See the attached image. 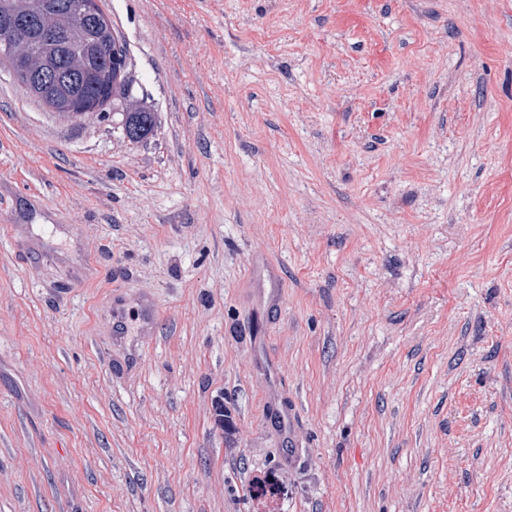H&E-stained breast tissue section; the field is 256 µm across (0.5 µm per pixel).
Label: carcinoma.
<instances>
[{
    "instance_id": "obj_1",
    "label": "carcinoma",
    "mask_w": 512,
    "mask_h": 512,
    "mask_svg": "<svg viewBox=\"0 0 512 512\" xmlns=\"http://www.w3.org/2000/svg\"><path fill=\"white\" fill-rule=\"evenodd\" d=\"M79 0H0V18L31 23L35 31L18 48L30 69L39 67L45 46L53 44L77 75L61 90L66 96L84 91L94 101L88 117L112 104V124L131 143L152 137L157 115L137 105L129 72L128 51L111 20L97 21L80 11Z\"/></svg>"
}]
</instances>
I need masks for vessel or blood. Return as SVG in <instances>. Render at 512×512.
I'll return each instance as SVG.
<instances>
[{"instance_id": "vessel-or-blood-1", "label": "vessel or blood", "mask_w": 512, "mask_h": 512, "mask_svg": "<svg viewBox=\"0 0 512 512\" xmlns=\"http://www.w3.org/2000/svg\"><path fill=\"white\" fill-rule=\"evenodd\" d=\"M112 334L114 342L126 349L129 361H138L139 347L152 341L157 334L158 306L152 295H141L136 308H129L127 299L120 293L112 295Z\"/></svg>"}]
</instances>
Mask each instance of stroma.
<instances>
[{
    "label": "stroma",
    "mask_w": 512,
    "mask_h": 512,
    "mask_svg": "<svg viewBox=\"0 0 512 512\" xmlns=\"http://www.w3.org/2000/svg\"><path fill=\"white\" fill-rule=\"evenodd\" d=\"M102 8L148 142L0 66V512H512V0ZM139 327L138 339L128 341L122 329L123 325H128V321L132 319L131 309L128 307L127 298L121 293L112 294V335L114 336V344L125 348L128 359L131 362H137L140 357V346L142 343L153 341L157 335V315L158 306L155 298L150 294L141 295L137 300L136 306Z\"/></svg>",
    "instance_id": "35a3bbf8"
}]
</instances>
